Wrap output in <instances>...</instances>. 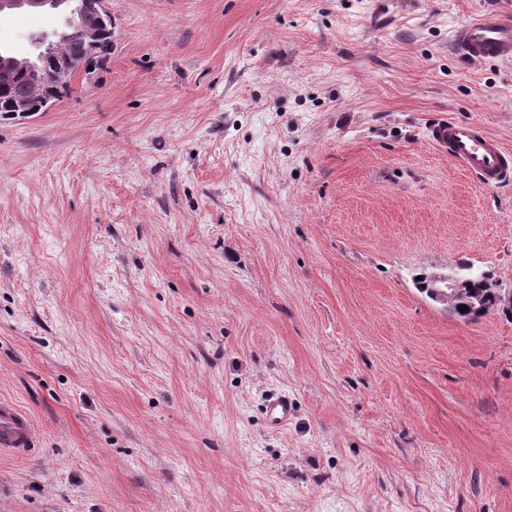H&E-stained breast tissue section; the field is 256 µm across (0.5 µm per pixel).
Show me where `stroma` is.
Returning <instances> with one entry per match:
<instances>
[{"mask_svg": "<svg viewBox=\"0 0 512 512\" xmlns=\"http://www.w3.org/2000/svg\"><path fill=\"white\" fill-rule=\"evenodd\" d=\"M489 10L112 0L111 57L0 115V398L36 426L0 512H512V316L418 284L512 290V183L429 140L512 150V62L449 46ZM430 136L433 143L447 150L458 166L482 184L510 183L512 154L481 125L445 119L431 127ZM464 266L466 265L459 267L461 271L458 272L457 276L460 279L457 282L456 288H453L447 295L438 299L426 292L428 297L435 302L448 306V309L462 318L471 319L473 317L471 311L473 305H483L485 309L482 315L476 317L497 310L496 297L499 293H502V289L498 288L497 285L484 286V283L481 281L482 277H472L463 273L462 269L466 268ZM459 306L468 307V310L461 312ZM265 411L269 425L282 428L294 414V403L286 393H273L266 399Z\"/></svg>", "mask_w": 512, "mask_h": 512, "instance_id": "1", "label": "stroma"}]
</instances>
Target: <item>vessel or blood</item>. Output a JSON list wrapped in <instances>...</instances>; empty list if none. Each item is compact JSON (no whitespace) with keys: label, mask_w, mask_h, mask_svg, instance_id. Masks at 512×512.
<instances>
[{"label":"vessel or blood","mask_w":512,"mask_h":512,"mask_svg":"<svg viewBox=\"0 0 512 512\" xmlns=\"http://www.w3.org/2000/svg\"><path fill=\"white\" fill-rule=\"evenodd\" d=\"M454 55L472 61H512V14L484 13L457 29L451 40ZM430 136L464 171L487 186L512 181V151L473 122L445 119L435 123ZM271 427L287 426L294 403L284 393L271 394L265 404ZM35 429L29 415L16 403L0 400V455L32 447Z\"/></svg>","instance_id":"1"}]
</instances>
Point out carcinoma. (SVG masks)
Returning a JSON list of instances; mask_svg holds the SVG:
<instances>
[{
  "instance_id": "cac0c4a2",
  "label": "carcinoma",
  "mask_w": 512,
  "mask_h": 512,
  "mask_svg": "<svg viewBox=\"0 0 512 512\" xmlns=\"http://www.w3.org/2000/svg\"><path fill=\"white\" fill-rule=\"evenodd\" d=\"M101 0H71L73 7H81V25L86 29L101 33L99 44L91 46L80 35L68 38L66 50L51 56L35 66L20 65L13 82L0 87V113L10 111L11 100L27 97L34 102L50 96L59 99L67 88H56L54 75L60 70L81 68L87 70L105 61L112 54V16L105 13L99 6ZM459 280L456 288L447 295L436 299V302L448 306L453 313L462 318H472L470 307L484 306L485 312L497 310L496 297L502 289L496 285L486 286L479 277H472L458 272ZM465 307L462 312L459 307Z\"/></svg>"
}]
</instances>
